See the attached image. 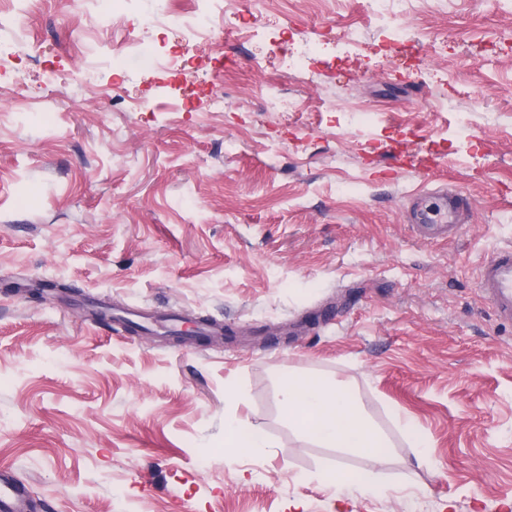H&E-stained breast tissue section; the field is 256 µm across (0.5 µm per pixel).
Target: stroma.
Instances as JSON below:
<instances>
[{
	"mask_svg": "<svg viewBox=\"0 0 512 512\" xmlns=\"http://www.w3.org/2000/svg\"><path fill=\"white\" fill-rule=\"evenodd\" d=\"M156 6L102 28L90 0H0V468L32 512H512V328L477 285L512 244V0H407L402 49L359 0H237L220 112L166 111L170 76L130 56L82 84L80 55ZM283 28L310 79L273 53ZM270 83L301 111H261ZM441 183L462 231L420 240L414 198ZM35 280L79 293L10 288ZM93 301L233 333L138 335ZM291 374L345 382L384 452L303 437ZM228 414L270 448L226 449Z\"/></svg>",
	"mask_w": 512,
	"mask_h": 512,
	"instance_id": "stroma-1",
	"label": "stroma"
}]
</instances>
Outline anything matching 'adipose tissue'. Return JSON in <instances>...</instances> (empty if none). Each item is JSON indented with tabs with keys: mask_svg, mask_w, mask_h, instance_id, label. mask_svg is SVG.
Returning <instances> with one entry per match:
<instances>
[{
	"mask_svg": "<svg viewBox=\"0 0 512 512\" xmlns=\"http://www.w3.org/2000/svg\"><path fill=\"white\" fill-rule=\"evenodd\" d=\"M281 393L289 425L309 440L356 453L385 447L383 436L342 382L292 376Z\"/></svg>",
	"mask_w": 512,
	"mask_h": 512,
	"instance_id": "ef3b65f1",
	"label": "adipose tissue"
}]
</instances>
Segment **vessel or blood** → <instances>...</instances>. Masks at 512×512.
<instances>
[{
    "mask_svg": "<svg viewBox=\"0 0 512 512\" xmlns=\"http://www.w3.org/2000/svg\"><path fill=\"white\" fill-rule=\"evenodd\" d=\"M467 208L465 198L457 192L431 196L424 215L416 226L428 239L456 236ZM477 284L499 324L512 326V245L496 249L479 268ZM30 503L9 471H0V512H29Z\"/></svg>",
    "mask_w": 512,
    "mask_h": 512,
    "instance_id": "vessel-or-blood-1",
    "label": "vessel or blood"
}]
</instances>
